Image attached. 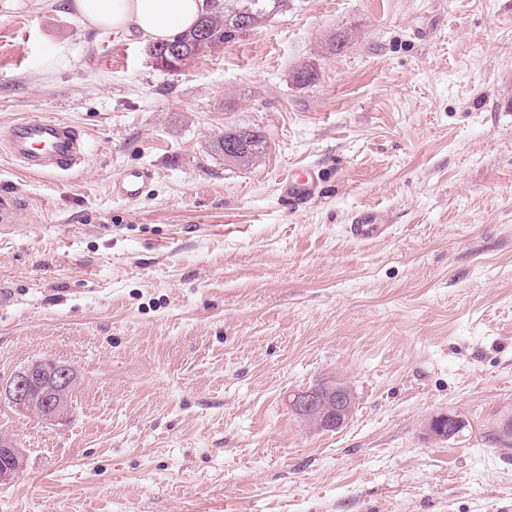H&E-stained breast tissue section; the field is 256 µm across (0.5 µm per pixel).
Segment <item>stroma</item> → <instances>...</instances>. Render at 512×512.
Segmentation results:
<instances>
[{
	"mask_svg": "<svg viewBox=\"0 0 512 512\" xmlns=\"http://www.w3.org/2000/svg\"><path fill=\"white\" fill-rule=\"evenodd\" d=\"M148 48L0 0V128L87 148L43 174L0 151V383L77 374L58 422L0 398L25 464L0 512H512V0H288L180 71ZM235 126L250 166L215 146ZM296 167L321 192L291 208ZM369 209L389 228L352 239ZM334 382L353 414L313 430L289 401ZM440 413L460 431L427 438ZM233 145L236 152L232 157L227 158L226 151ZM216 147L224 154V158L237 163H247L258 157L265 148L264 135L250 128H226L224 135L219 137ZM154 178V171L145 167L127 168L114 184V190L128 201H136Z\"/></svg>",
	"mask_w": 512,
	"mask_h": 512,
	"instance_id": "1",
	"label": "stroma"
}]
</instances>
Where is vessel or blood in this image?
<instances>
[{
	"label": "vessel or blood",
	"mask_w": 512,
	"mask_h": 512,
	"mask_svg": "<svg viewBox=\"0 0 512 512\" xmlns=\"http://www.w3.org/2000/svg\"><path fill=\"white\" fill-rule=\"evenodd\" d=\"M4 140L11 158L33 173L53 171L71 172L81 167L85 160V138L78 128L60 120L29 117L8 126ZM154 172L145 167L126 169L114 184V189L128 201L141 197ZM318 174L308 169L290 170L283 182V193L290 205H297L312 198L318 191ZM388 218L380 211H363L353 216L349 234L366 240L380 232Z\"/></svg>",
	"instance_id": "1"
}]
</instances>
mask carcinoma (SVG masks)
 Instances as JSON below:
<instances>
[{"label": "carcinoma", "instance_id": "1", "mask_svg": "<svg viewBox=\"0 0 512 512\" xmlns=\"http://www.w3.org/2000/svg\"><path fill=\"white\" fill-rule=\"evenodd\" d=\"M209 8L190 30L179 34L169 42L149 47L153 56L169 55L178 65H188L198 56L201 37L209 39L212 50L232 42L260 26L274 12L280 10L286 0H208ZM315 65L306 63L293 71V81L299 86H308L316 80ZM236 152L230 160L247 163L258 157L265 148L264 135L250 128H226L216 147L226 152L228 147Z\"/></svg>", "mask_w": 512, "mask_h": 512}]
</instances>
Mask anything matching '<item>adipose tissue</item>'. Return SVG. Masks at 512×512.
<instances>
[{"instance_id":"obj_1","label":"adipose tissue","mask_w":512,"mask_h":512,"mask_svg":"<svg viewBox=\"0 0 512 512\" xmlns=\"http://www.w3.org/2000/svg\"><path fill=\"white\" fill-rule=\"evenodd\" d=\"M73 6L89 26L113 32H135L147 42L170 39L195 24L207 0H74Z\"/></svg>"}]
</instances>
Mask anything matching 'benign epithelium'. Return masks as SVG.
Masks as SVG:
<instances>
[{
	"mask_svg": "<svg viewBox=\"0 0 512 512\" xmlns=\"http://www.w3.org/2000/svg\"><path fill=\"white\" fill-rule=\"evenodd\" d=\"M56 371L55 389L51 398L44 401L42 414L49 421H59L66 415L62 401L68 389L75 382L72 368L64 363L53 365ZM33 383V371L26 368L14 374V377L0 387V394L5 395L17 410L25 413L33 411L30 389ZM292 412L316 431L340 429L347 424L355 408V397L351 390L342 386H320L293 394L289 401ZM461 427L458 417L442 413L430 419L425 428L432 439H446L454 435ZM0 453L8 457L13 466L0 469V484H9L20 472L21 449L14 441L0 435Z\"/></svg>",
	"mask_w": 512,
	"mask_h": 512,
	"instance_id": "benign-epithelium-1",
	"label": "benign epithelium"
}]
</instances>
